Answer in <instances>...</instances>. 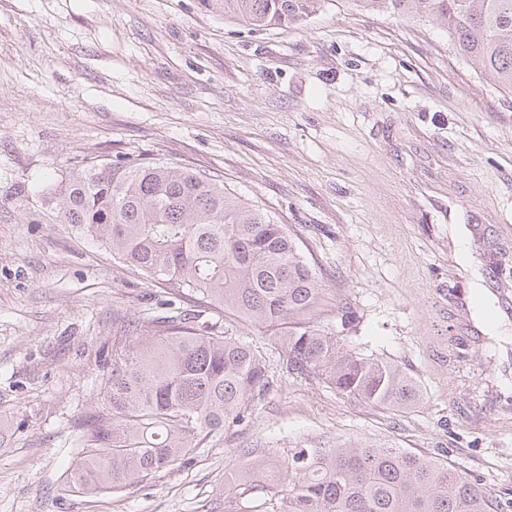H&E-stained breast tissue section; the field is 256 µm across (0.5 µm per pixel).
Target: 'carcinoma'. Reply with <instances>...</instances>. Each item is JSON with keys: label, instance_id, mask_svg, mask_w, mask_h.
<instances>
[{"label": "carcinoma", "instance_id": "obj_1", "mask_svg": "<svg viewBox=\"0 0 512 512\" xmlns=\"http://www.w3.org/2000/svg\"><path fill=\"white\" fill-rule=\"evenodd\" d=\"M223 2L224 17L266 31L300 25L328 0ZM352 2L367 13L435 22L456 56L512 94V0ZM49 195L55 223L78 227L174 298L194 299L190 309L153 319L147 336L113 337L102 377L106 408L81 425L69 489L97 494L142 482L240 419L245 402L267 389L264 357L208 324L215 309L261 329L288 326L280 339L290 374L373 406L405 409L420 399L402 368L361 357L313 325L322 289L296 234L216 176L88 155ZM244 454L245 473L260 477L252 489L288 486L286 512H499L477 481L401 448H314L287 466L256 448ZM291 469L300 471L292 484Z\"/></svg>", "mask_w": 512, "mask_h": 512}]
</instances>
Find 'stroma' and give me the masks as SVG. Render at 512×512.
I'll return each mask as SVG.
<instances>
[{
	"label": "stroma",
	"mask_w": 512,
	"mask_h": 512,
	"mask_svg": "<svg viewBox=\"0 0 512 512\" xmlns=\"http://www.w3.org/2000/svg\"><path fill=\"white\" fill-rule=\"evenodd\" d=\"M92 154L188 166L266 208L320 278L315 327L399 365L421 400L371 406L286 373L275 331L218 310L210 321L252 342L272 379L243 420L139 484L66 491L79 426L105 406L113 337L166 311L160 285L51 221L47 188ZM457 224L479 227L483 260L458 261ZM476 273L505 307L512 96L432 22L327 0L255 32L221 0H0V512H285L281 486L225 493L244 450L284 463L350 444L448 463L512 512V404L466 419L478 365L512 352L455 301Z\"/></svg>",
	"instance_id": "35a3bbf8"
}]
</instances>
